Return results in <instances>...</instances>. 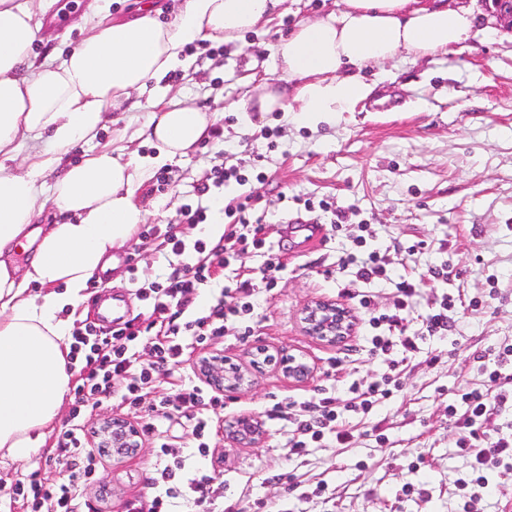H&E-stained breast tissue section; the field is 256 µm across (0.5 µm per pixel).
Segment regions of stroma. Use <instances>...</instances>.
<instances>
[{
  "label": "stroma",
  "mask_w": 512,
  "mask_h": 512,
  "mask_svg": "<svg viewBox=\"0 0 512 512\" xmlns=\"http://www.w3.org/2000/svg\"><path fill=\"white\" fill-rule=\"evenodd\" d=\"M94 4L50 0L38 15L44 41L34 48L36 63L54 64L60 45L80 41V23ZM473 6L483 14L484 33L445 54L364 68L376 90L340 113L332 127H299L272 112L245 132L235 106L273 72L266 42L300 19L330 11L334 0H288L287 13L266 33L190 47L185 65L165 78L177 100L218 113L224 133L179 163L163 165L165 192L145 184L141 200L154 209L130 246L114 252L115 268L102 279L106 294L121 298L126 318L145 314L131 277L160 282L178 264L155 226L174 220L182 205H202L207 222L185 233L210 238L224 229V213L221 203L199 196V186L216 166L249 175L245 185H227L224 196L258 195L271 251L241 254L217 276L258 271L271 253L285 268L273 288L257 286L249 333L230 325L216 345L225 359L248 370L251 384L233 394L215 422L252 415L266 432L257 445L230 442L219 430L212 435L214 454L201 467L222 474L215 495L235 512H512V461L475 470L473 458L458 448L455 418L464 409L462 395L488 379L477 355L512 345V32L486 13L483 0ZM259 171L265 174L260 183L252 179ZM327 202L345 212V230L330 231ZM295 216L325 228L324 243L287 232ZM356 236L366 239V248H354ZM370 246L380 247L387 277L369 285L371 307L364 310L341 296L355 269L339 260L349 253L364 258ZM405 279L419 283L403 312L417 348L370 354L368 320L393 312L396 285ZM459 293L471 307L449 309L447 331L427 335V315ZM317 299L352 310L354 334L336 345L308 336L302 310ZM261 350L275 363L256 365ZM290 354L312 365L307 380L285 377L279 360ZM391 374L399 382L392 399L366 413L344 414L347 443L327 437L299 455L290 448L293 425L283 418L282 403L293 402L299 414L318 389L345 400L351 384L365 387ZM72 406L64 402L41 447L28 457L0 455V491L36 470L55 480L66 477L54 442ZM155 463L147 441L135 455L103 460L106 491L88 493L96 512H121L125 498L146 493ZM480 475L487 488L477 486Z\"/></svg>",
  "instance_id": "obj_1"
}]
</instances>
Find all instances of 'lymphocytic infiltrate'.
I'll return each instance as SVG.
<instances>
[{
	"instance_id": "1",
	"label": "lymphocytic infiltrate",
	"mask_w": 512,
	"mask_h": 512,
	"mask_svg": "<svg viewBox=\"0 0 512 512\" xmlns=\"http://www.w3.org/2000/svg\"><path fill=\"white\" fill-rule=\"evenodd\" d=\"M224 214L228 225L218 240H191L180 232V225L206 223L208 215L202 208L184 206L178 210L177 228L165 233L172 254L181 259L178 272L163 284H143L136 279L131 282L137 297L147 306L142 321L128 322L126 327L111 332L91 325L74 330L69 357L82 363L73 386L79 402L56 437V449L67 467L68 478L58 482L31 472L11 486L10 505H22L25 512H80L104 456L103 449L94 447L85 430L88 411L80 399L90 396L112 402L132 414L157 459L151 479L153 498L147 502L138 496L126 499L123 512H171V503L176 499L192 503L196 512H214V474L191 467L184 449L172 441L169 431L182 418H189L197 455H211L210 413L223 407L224 393L203 381L189 364L194 353L223 336L228 322L255 311L252 278L239 276L219 285L214 275L216 269L228 266L241 253L265 247L261 236L265 217L256 214L255 197L251 194L234 198L225 206ZM203 288L214 289L215 295L209 307L200 311L195 302ZM416 292L415 282H399L395 313L370 318L369 324L376 330L371 339L374 350L385 353L397 345L407 352L415 350V339L406 335L400 312ZM145 340L153 350V358L147 363L142 362L138 351ZM509 364L512 346L499 351L496 367L488 374V389H474L463 396L466 409L459 425V448L482 467L512 457V439L478 431L480 425L512 401V391L497 387ZM166 384L176 389V396L162 393ZM350 391L351 398L341 403L326 390H319L307 403L308 418L294 421L292 448L302 450L309 442L320 441L328 434L334 435L338 443H345L349 434L340 422L343 411L369 412L374 403L393 394L392 389L377 383L364 389L354 385Z\"/></svg>"
}]
</instances>
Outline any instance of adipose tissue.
<instances>
[{
  "instance_id": "ef3b65f1",
  "label": "adipose tissue",
  "mask_w": 512,
  "mask_h": 512,
  "mask_svg": "<svg viewBox=\"0 0 512 512\" xmlns=\"http://www.w3.org/2000/svg\"><path fill=\"white\" fill-rule=\"evenodd\" d=\"M33 2L0 0V450L16 459L40 447L68 393L63 311L77 308L89 281L145 223L138 193L152 169L188 155L216 123L215 113L157 92L139 130L157 153L142 156L95 147L111 111L180 65L187 45L239 41L280 16L284 0H182L166 22L142 0L129 19L88 17L61 63L38 68ZM476 20L473 7L447 0H339L268 44L274 72L237 109L284 112L304 127L335 124L374 90L362 68L448 53L473 37ZM40 139L49 149L23 154ZM81 143L90 150L71 163ZM58 168L62 177L46 187ZM29 247L34 256L17 265L14 254ZM34 285L40 294H31Z\"/></svg>"
}]
</instances>
